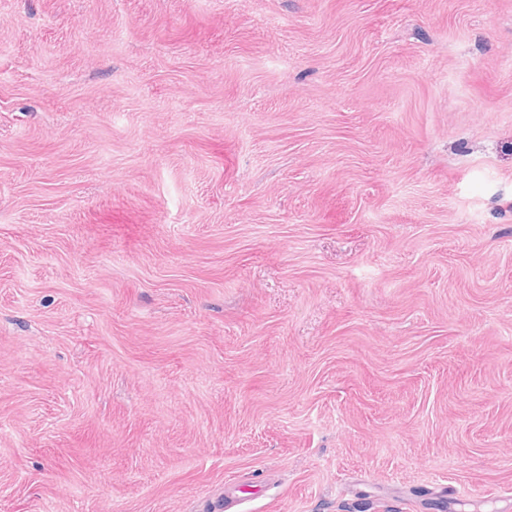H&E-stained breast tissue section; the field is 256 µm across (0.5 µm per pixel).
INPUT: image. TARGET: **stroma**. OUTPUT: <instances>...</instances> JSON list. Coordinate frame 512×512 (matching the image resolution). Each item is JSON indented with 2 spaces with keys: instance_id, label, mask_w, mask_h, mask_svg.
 Instances as JSON below:
<instances>
[{
  "instance_id": "stroma-1",
  "label": "stroma",
  "mask_w": 512,
  "mask_h": 512,
  "mask_svg": "<svg viewBox=\"0 0 512 512\" xmlns=\"http://www.w3.org/2000/svg\"><path fill=\"white\" fill-rule=\"evenodd\" d=\"M0 512H512V0H0Z\"/></svg>"
}]
</instances>
